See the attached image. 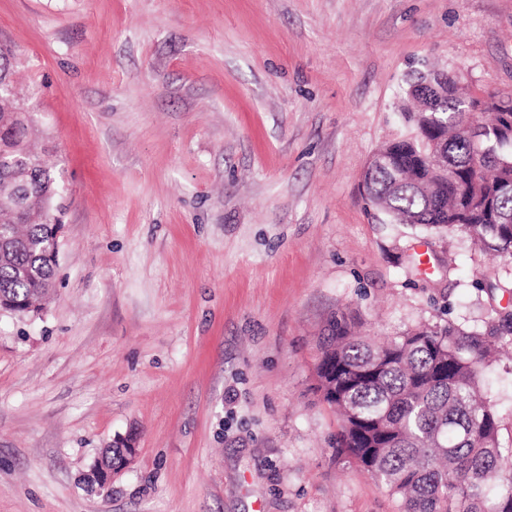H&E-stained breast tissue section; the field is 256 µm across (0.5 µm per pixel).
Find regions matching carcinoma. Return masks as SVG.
Wrapping results in <instances>:
<instances>
[{
  "instance_id": "cac0c4a2",
  "label": "carcinoma",
  "mask_w": 512,
  "mask_h": 512,
  "mask_svg": "<svg viewBox=\"0 0 512 512\" xmlns=\"http://www.w3.org/2000/svg\"><path fill=\"white\" fill-rule=\"evenodd\" d=\"M17 57L0 43L1 81ZM461 79L450 70L443 94H409L433 111L410 113L415 135L379 149L391 166L369 173L367 197L399 224L460 230L512 259V112L471 116ZM20 109L0 89V295L36 300L54 280L44 252L59 186L46 157L27 148ZM487 141L500 146L477 170ZM493 313L487 333L448 321L383 343L357 335L344 313L329 321L316 375L336 411L333 456L382 485L400 512H512V448L500 447L496 405L481 394L495 362L490 335L512 336V312Z\"/></svg>"
}]
</instances>
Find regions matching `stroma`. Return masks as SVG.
<instances>
[{"label":"stroma","instance_id":"1","mask_svg":"<svg viewBox=\"0 0 512 512\" xmlns=\"http://www.w3.org/2000/svg\"><path fill=\"white\" fill-rule=\"evenodd\" d=\"M0 40L63 223L45 310L0 313V512H398L333 459L320 336L341 312L388 340L512 310L473 286L512 259L362 189L414 133L416 71L512 93V0H0ZM482 391L512 448V341ZM137 436L128 434L113 440L106 452L104 460L95 464L91 477L99 486L106 487L112 482V475L122 471L135 456L137 451Z\"/></svg>","mask_w":512,"mask_h":512}]
</instances>
